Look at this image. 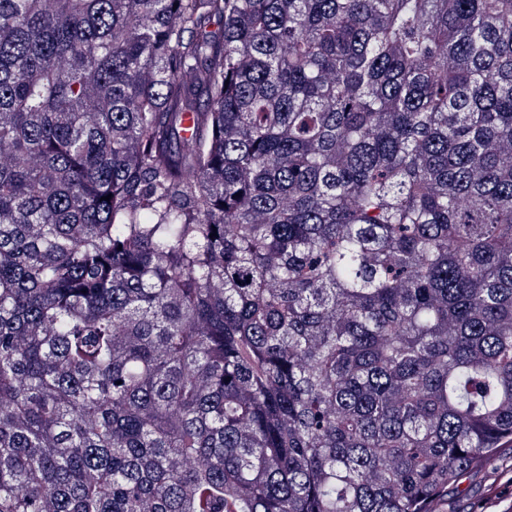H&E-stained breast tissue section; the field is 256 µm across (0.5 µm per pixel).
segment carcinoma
I'll return each instance as SVG.
<instances>
[{
  "label": "carcinoma",
  "mask_w": 512,
  "mask_h": 512,
  "mask_svg": "<svg viewBox=\"0 0 512 512\" xmlns=\"http://www.w3.org/2000/svg\"><path fill=\"white\" fill-rule=\"evenodd\" d=\"M508 443L512 0H0V512H428Z\"/></svg>",
  "instance_id": "cac0c4a2"
}]
</instances>
